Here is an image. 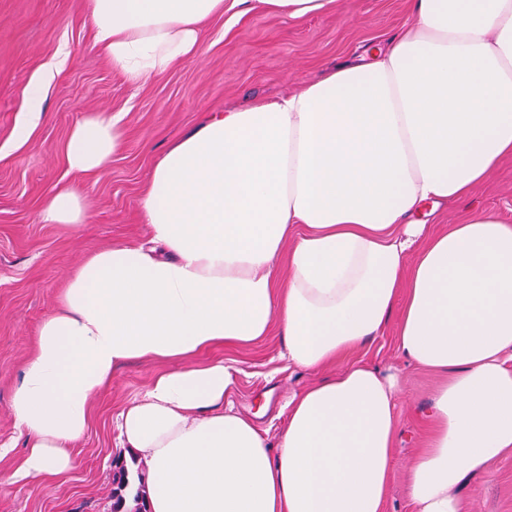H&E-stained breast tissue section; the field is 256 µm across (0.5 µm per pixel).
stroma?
Masks as SVG:
<instances>
[{
    "mask_svg": "<svg viewBox=\"0 0 512 512\" xmlns=\"http://www.w3.org/2000/svg\"><path fill=\"white\" fill-rule=\"evenodd\" d=\"M410 21L407 0H341L340 8L297 19L266 11L256 0L247 6L224 0V15L208 25L198 55L134 86L93 48L85 0H0V512H112V461L135 455L119 444L116 416L144 394L163 364H129L91 397L93 424L73 450L74 467L57 475L12 480L26 448L11 398L37 329L57 308L71 274L104 246L147 239L139 199L157 156L208 113L287 95L327 66L360 62L366 49ZM61 48L69 62L50 87L41 121L18 144L23 92ZM84 112L122 113L127 148L90 189L87 222L74 230L41 222L39 212L54 188L73 178L62 149ZM473 208L512 224V158L466 201L439 206L427 228L434 233L463 223ZM283 350L273 330L246 346L225 345L201 356L239 368L233 405L257 413L273 443L288 399L314 379L280 359ZM357 356L400 374L401 422L384 512H412L405 474L433 432L427 410L440 377L403 357L393 325ZM462 496L466 512H512V454L475 477Z\"/></svg>",
    "mask_w": 512,
    "mask_h": 512,
    "instance_id": "1",
    "label": "stroma"
}]
</instances>
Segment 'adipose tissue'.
<instances>
[{
    "label": "adipose tissue",
    "instance_id": "adipose-tissue-1",
    "mask_svg": "<svg viewBox=\"0 0 512 512\" xmlns=\"http://www.w3.org/2000/svg\"><path fill=\"white\" fill-rule=\"evenodd\" d=\"M408 6L363 62L214 113L158 157L139 203L149 241L91 254L38 329L11 399L15 478L70 468L90 397L150 360L171 368L117 417L150 465L149 512H383L399 380L349 355L394 320L403 356L446 377L406 474L414 512H464L467 481L512 452V225L474 210L429 235L419 216L512 156V0ZM87 8L94 48L137 85L196 56L224 0ZM125 147L120 116L83 114L63 147L78 180L41 220L85 223L87 187ZM274 328L317 379L273 445L230 400L237 368L197 357Z\"/></svg>",
    "mask_w": 512,
    "mask_h": 512
}]
</instances>
